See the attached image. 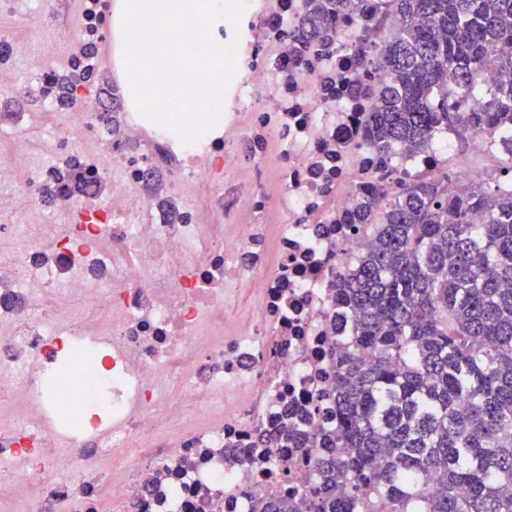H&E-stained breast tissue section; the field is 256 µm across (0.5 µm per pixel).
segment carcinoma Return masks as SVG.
<instances>
[{
  "mask_svg": "<svg viewBox=\"0 0 512 512\" xmlns=\"http://www.w3.org/2000/svg\"><path fill=\"white\" fill-rule=\"evenodd\" d=\"M359 0H303L295 40L329 42ZM391 35L354 45L388 75L372 89L366 145L388 189L348 219L371 243L332 284L344 323L300 498L252 512H512V150L492 189L448 195L454 168L415 175L400 153L436 134L512 129V0H379ZM477 96L482 104L473 107Z\"/></svg>",
  "mask_w": 512,
  "mask_h": 512,
  "instance_id": "carcinoma-1",
  "label": "carcinoma"
}]
</instances>
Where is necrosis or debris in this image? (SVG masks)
I'll return each instance as SVG.
<instances>
[{
	"mask_svg": "<svg viewBox=\"0 0 512 512\" xmlns=\"http://www.w3.org/2000/svg\"><path fill=\"white\" fill-rule=\"evenodd\" d=\"M376 0L336 24L329 52L296 62L303 0H249L224 120L197 141L137 112L112 127V89L89 53L109 0H33L61 25L65 66L0 40V495L36 494L44 512H250L315 476L316 404L331 380V285L364 239L345 222L355 192L382 180L347 89L345 46L376 32ZM83 90L58 111L67 74ZM54 110L44 123L43 110ZM44 123L40 152L23 129ZM82 170L81 189L62 176ZM276 181H269V173ZM224 187L192 203L207 181ZM81 302L94 320L69 317ZM275 437L274 450L259 440Z\"/></svg>",
	"mask_w": 512,
	"mask_h": 512,
	"instance_id": "1",
	"label": "necrosis or debris"
}]
</instances>
